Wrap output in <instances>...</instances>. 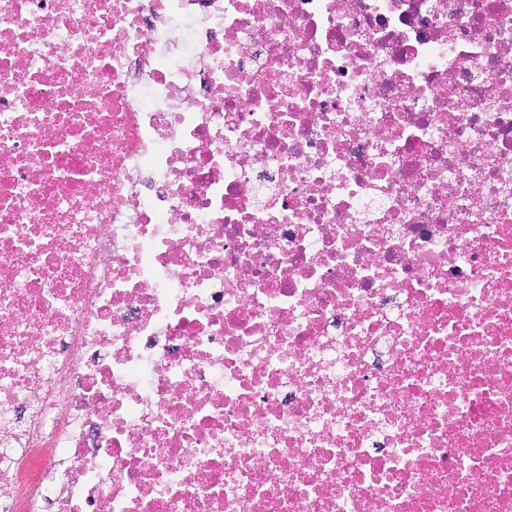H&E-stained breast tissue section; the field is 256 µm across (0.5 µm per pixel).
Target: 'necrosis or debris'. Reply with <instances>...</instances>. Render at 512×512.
<instances>
[{
    "label": "necrosis or debris",
    "instance_id": "necrosis-or-debris-1",
    "mask_svg": "<svg viewBox=\"0 0 512 512\" xmlns=\"http://www.w3.org/2000/svg\"><path fill=\"white\" fill-rule=\"evenodd\" d=\"M0 512H512V0H0Z\"/></svg>",
    "mask_w": 512,
    "mask_h": 512
}]
</instances>
